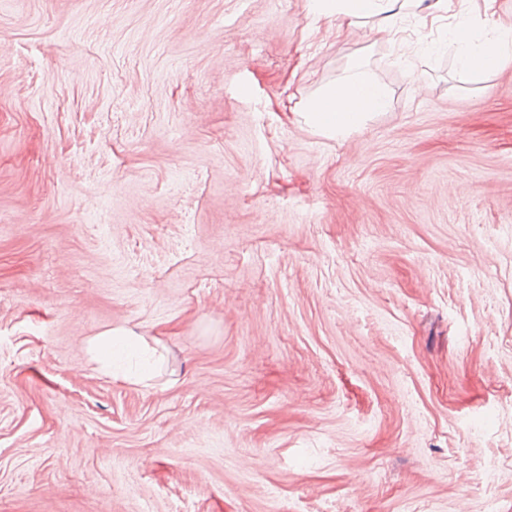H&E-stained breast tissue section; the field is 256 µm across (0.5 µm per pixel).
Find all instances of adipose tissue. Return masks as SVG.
Masks as SVG:
<instances>
[{
	"mask_svg": "<svg viewBox=\"0 0 512 512\" xmlns=\"http://www.w3.org/2000/svg\"><path fill=\"white\" fill-rule=\"evenodd\" d=\"M421 3L422 0H312L311 12L315 20L333 17L350 25L374 18L388 32L396 17L414 13ZM448 45L455 52L460 82L468 83L496 70L512 57V30L495 27L480 30L462 20L449 26ZM389 103L386 86L353 67L309 98L302 117L318 134L344 138L386 111Z\"/></svg>",
	"mask_w": 512,
	"mask_h": 512,
	"instance_id": "ef3b65f1",
	"label": "adipose tissue"
}]
</instances>
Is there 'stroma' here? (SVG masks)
<instances>
[{
  "label": "stroma",
  "mask_w": 512,
  "mask_h": 512,
  "mask_svg": "<svg viewBox=\"0 0 512 512\" xmlns=\"http://www.w3.org/2000/svg\"><path fill=\"white\" fill-rule=\"evenodd\" d=\"M459 16L512 0H0V512H512V59L460 83ZM356 61L390 106L325 138ZM422 0H313L311 12L316 21L335 16L348 25L375 18L382 31L391 32L394 20L400 15H417L415 9ZM141 340L142 338L136 336L133 332L118 328L99 334L93 339L92 345L102 360L110 362L114 349H133L136 345H139Z\"/></svg>",
  "instance_id": "1"
}]
</instances>
